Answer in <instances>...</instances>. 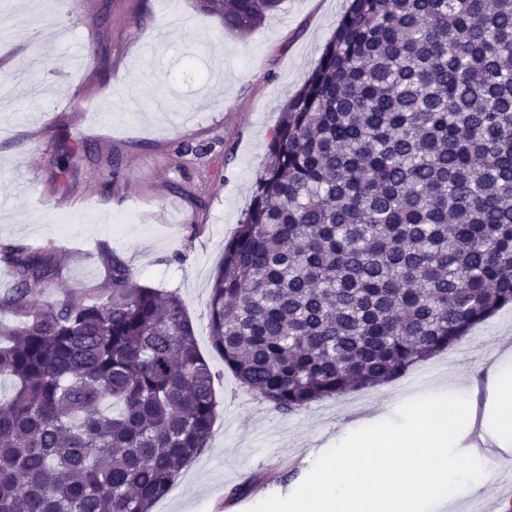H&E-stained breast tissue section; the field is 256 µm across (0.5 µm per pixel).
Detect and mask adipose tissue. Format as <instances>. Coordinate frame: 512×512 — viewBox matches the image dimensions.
Returning <instances> with one entry per match:
<instances>
[{
  "label": "adipose tissue",
  "mask_w": 512,
  "mask_h": 512,
  "mask_svg": "<svg viewBox=\"0 0 512 512\" xmlns=\"http://www.w3.org/2000/svg\"><path fill=\"white\" fill-rule=\"evenodd\" d=\"M498 384L497 417L486 434L498 448L512 447V361L494 367ZM467 409L460 396L435 400L409 434L376 428L367 420L354 425L364 437L355 448L339 449L323 465L318 479L303 488L290 512H411L415 499L432 506L450 505L468 492L484 487L473 471L487 462L485 454L449 456V440ZM365 454L367 465L357 471L355 459Z\"/></svg>",
  "instance_id": "1"
}]
</instances>
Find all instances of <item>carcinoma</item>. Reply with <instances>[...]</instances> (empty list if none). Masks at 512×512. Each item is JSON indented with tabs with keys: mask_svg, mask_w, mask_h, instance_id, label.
<instances>
[{
	"mask_svg": "<svg viewBox=\"0 0 512 512\" xmlns=\"http://www.w3.org/2000/svg\"><path fill=\"white\" fill-rule=\"evenodd\" d=\"M244 36L280 0H200ZM0 512H150L210 446L214 374L174 292L0 243ZM512 305V0H348L288 99L208 301L242 388L288 414L404 376Z\"/></svg>",
	"mask_w": 512,
	"mask_h": 512,
	"instance_id": "carcinoma-1",
	"label": "carcinoma"
}]
</instances>
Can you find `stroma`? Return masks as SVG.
<instances>
[{
	"label": "stroma",
	"instance_id": "stroma-1",
	"mask_svg": "<svg viewBox=\"0 0 512 512\" xmlns=\"http://www.w3.org/2000/svg\"><path fill=\"white\" fill-rule=\"evenodd\" d=\"M347 0H282L245 36L225 33L197 0H10L0 22V243L49 251L56 265L36 306L91 299L110 252L141 282L176 292L215 372L219 418L209 449L152 512H213L246 478L265 476L224 512H270L281 486L313 482L345 438L351 409L411 430L425 402L467 382L487 420L497 385L484 346L512 357V307L454 350L403 377L292 414L241 389L213 348L208 315L224 244L250 202L269 136L336 29ZM99 56L79 65L89 51ZM201 146V155L184 154Z\"/></svg>",
	"mask_w": 512,
	"mask_h": 512
}]
</instances>
